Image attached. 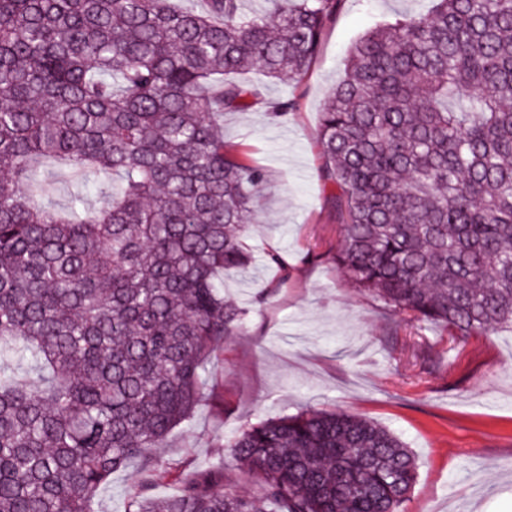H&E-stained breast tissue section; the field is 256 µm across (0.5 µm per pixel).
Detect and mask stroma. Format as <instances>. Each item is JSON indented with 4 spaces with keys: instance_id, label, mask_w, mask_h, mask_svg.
I'll return each instance as SVG.
<instances>
[{
    "instance_id": "1",
    "label": "stroma",
    "mask_w": 512,
    "mask_h": 512,
    "mask_svg": "<svg viewBox=\"0 0 512 512\" xmlns=\"http://www.w3.org/2000/svg\"><path fill=\"white\" fill-rule=\"evenodd\" d=\"M431 0H342L308 73L270 82L245 76L272 103L294 112L221 115L224 141L262 167L268 183L252 216L253 256L277 249L287 281L273 268L224 281V293L255 313L224 344L212 370L223 409L201 403L165 443L190 465L219 461L221 442L241 427L302 410L336 409L396 434L414 453L418 482L404 512H512V329L461 336L410 325L405 314L353 288L336 270L343 226L319 178L320 112L352 44L396 15ZM268 296L261 307L253 299ZM135 467L113 474L91 512H123Z\"/></svg>"
}]
</instances>
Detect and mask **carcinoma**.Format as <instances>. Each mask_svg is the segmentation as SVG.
Here are the masks:
<instances>
[{
  "label": "carcinoma",
  "mask_w": 512,
  "mask_h": 512,
  "mask_svg": "<svg viewBox=\"0 0 512 512\" xmlns=\"http://www.w3.org/2000/svg\"><path fill=\"white\" fill-rule=\"evenodd\" d=\"M0 0V512H90L137 461L124 512H401L412 451L357 415L244 427L224 459L156 490L248 309L249 219L267 176L223 112L267 108L233 76L307 73L342 0ZM360 37L317 129L344 227L336 269L409 321L512 325V0H433ZM52 160L110 187L46 198ZM264 263L288 277L284 255ZM258 483L224 486L228 463Z\"/></svg>",
  "instance_id": "cac0c4a2"
}]
</instances>
